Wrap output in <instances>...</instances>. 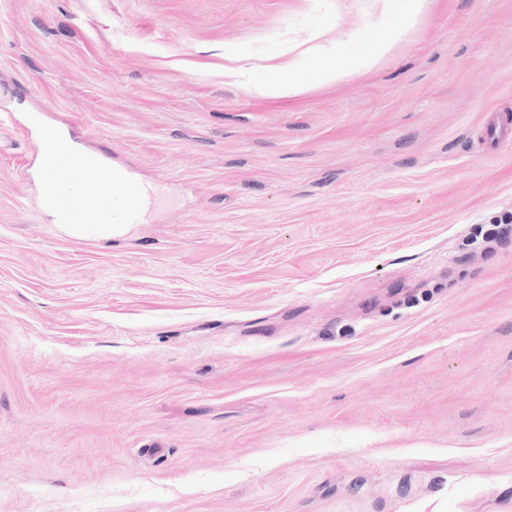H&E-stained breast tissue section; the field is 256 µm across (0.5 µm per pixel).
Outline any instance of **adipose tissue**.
I'll list each match as a JSON object with an SVG mask.
<instances>
[{
	"label": "adipose tissue",
	"instance_id": "obj_1",
	"mask_svg": "<svg viewBox=\"0 0 512 512\" xmlns=\"http://www.w3.org/2000/svg\"><path fill=\"white\" fill-rule=\"evenodd\" d=\"M420 0H385L390 15L389 23H370L350 31L345 40L331 43L314 36L311 44L299 47L287 64H275L268 77L256 80L241 67L242 53L228 48L225 56L235 65L226 69V76L236 78L250 91L273 97H294L305 93L311 86L327 85L351 75L369 70L380 58L400 41L411 29L419 13ZM70 156L81 167L95 170L98 158L78 151L61 131L47 132L42 148L45 170H53L59 160Z\"/></svg>",
	"mask_w": 512,
	"mask_h": 512
}]
</instances>
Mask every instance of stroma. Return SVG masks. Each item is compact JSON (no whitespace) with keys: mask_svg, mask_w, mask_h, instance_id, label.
I'll use <instances>...</instances> for the list:
<instances>
[{"mask_svg":"<svg viewBox=\"0 0 512 512\" xmlns=\"http://www.w3.org/2000/svg\"><path fill=\"white\" fill-rule=\"evenodd\" d=\"M0 0V512H512V0ZM39 120L154 196L55 222ZM421 0H385L390 23H370L350 31L343 41L330 43L318 32L312 43L297 47L288 65L270 66L269 76L256 80L243 66L225 69L250 91L273 97H294L313 85L336 83L347 76L369 70L400 41L417 20ZM383 32V33H382Z\"/></svg>","mask_w":512,"mask_h":512,"instance_id":"obj_1","label":"stroma"}]
</instances>
